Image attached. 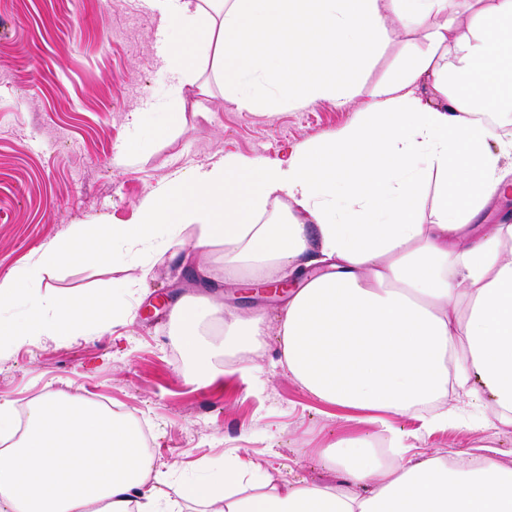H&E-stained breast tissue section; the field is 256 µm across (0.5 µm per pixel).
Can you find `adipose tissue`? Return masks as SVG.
Segmentation results:
<instances>
[{
	"label": "adipose tissue",
	"mask_w": 512,
	"mask_h": 512,
	"mask_svg": "<svg viewBox=\"0 0 512 512\" xmlns=\"http://www.w3.org/2000/svg\"><path fill=\"white\" fill-rule=\"evenodd\" d=\"M156 3L178 83L192 82L196 60L217 57L226 88L252 86L245 108L345 103L388 42L387 17L419 40L334 138L274 162L227 154L147 196L138 223L75 224L42 246L0 278V351L94 335L121 319L96 295H33L46 269L112 262L144 276L143 255L193 227L194 250L218 254L226 282L309 272L277 324L257 311L225 319V355L273 334L288 371L325 403L389 415L431 404L433 430L457 417L441 406L454 387L490 403L493 427L512 428V224L478 221L489 199L512 197V0ZM25 298L20 321L11 310ZM219 310L201 301L173 312L200 376L213 373L216 349L199 324ZM383 431V448L343 438L322 451L345 478L333 488H278L233 460L184 497L203 512H512V468L440 455L414 462L404 436ZM153 477L138 427L95 402L43 398L20 435L0 403V512H170Z\"/></svg>",
	"instance_id": "obj_1"
}]
</instances>
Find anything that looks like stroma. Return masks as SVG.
I'll return each mask as SVG.
<instances>
[{
  "instance_id": "obj_1",
  "label": "stroma",
  "mask_w": 512,
  "mask_h": 512,
  "mask_svg": "<svg viewBox=\"0 0 512 512\" xmlns=\"http://www.w3.org/2000/svg\"><path fill=\"white\" fill-rule=\"evenodd\" d=\"M154 0H0V277L35 261L44 244L74 224H133L140 202L161 185L231 152L274 160L289 148L336 136L356 118L373 86L395 67L408 34L388 22L386 49L358 79L360 93L339 106L319 100L270 111L241 107L212 63L176 88L158 49ZM166 134L136 133L135 113ZM134 142L137 159L119 152ZM147 278L122 298L126 323L93 336L45 337L0 357V403L27 412L55 393L102 402L150 429L149 453L164 492L237 457L272 485L297 480L339 485L320 448L340 438L375 439L373 412L349 411L307 392L279 365L280 343L266 338L256 370L196 375L175 339L176 306L209 298L225 313L281 315L287 294L258 296L225 283L216 259L190 246L155 255ZM123 270L73 264L49 269L39 295L80 288L107 293ZM410 459L492 457L512 467V429L454 423L425 430L419 415L393 416Z\"/></svg>"
}]
</instances>
